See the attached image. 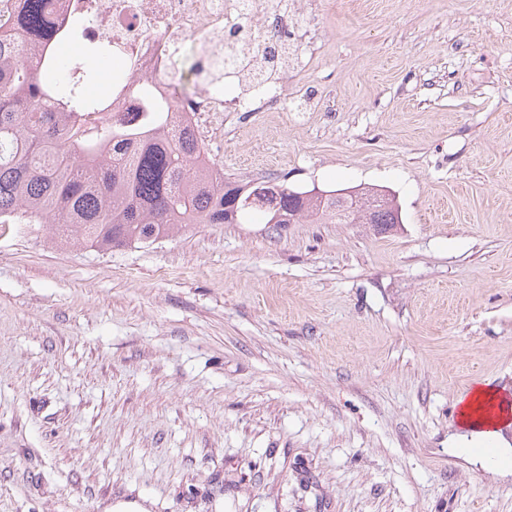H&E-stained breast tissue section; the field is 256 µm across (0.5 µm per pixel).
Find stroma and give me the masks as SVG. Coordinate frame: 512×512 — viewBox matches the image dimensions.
<instances>
[{
	"instance_id": "obj_1",
	"label": "stroma",
	"mask_w": 512,
	"mask_h": 512,
	"mask_svg": "<svg viewBox=\"0 0 512 512\" xmlns=\"http://www.w3.org/2000/svg\"><path fill=\"white\" fill-rule=\"evenodd\" d=\"M300 3L296 111L207 147L399 224L0 223V512H512L448 444L475 385L512 395V0Z\"/></svg>"
}]
</instances>
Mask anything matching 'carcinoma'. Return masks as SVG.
<instances>
[{"label": "carcinoma", "mask_w": 512, "mask_h": 512, "mask_svg": "<svg viewBox=\"0 0 512 512\" xmlns=\"http://www.w3.org/2000/svg\"><path fill=\"white\" fill-rule=\"evenodd\" d=\"M23 39L0 34V223L47 224L61 238L101 250L153 243L190 224H237L257 211L269 224L400 223L393 202L374 195L300 201L284 185H262L261 201L233 210L230 180L196 165L204 146L175 128L167 112L151 128L104 127L84 137L79 113L98 106L75 84L57 80L81 71L85 54L61 58L58 44L77 39L47 0H19Z\"/></svg>", "instance_id": "carcinoma-1"}]
</instances>
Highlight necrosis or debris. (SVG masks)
Wrapping results in <instances>:
<instances>
[{"instance_id": "necrosis-or-debris-1", "label": "necrosis or debris", "mask_w": 512, "mask_h": 512, "mask_svg": "<svg viewBox=\"0 0 512 512\" xmlns=\"http://www.w3.org/2000/svg\"><path fill=\"white\" fill-rule=\"evenodd\" d=\"M55 6L70 17L83 13L85 38L107 44L128 64L104 102L108 115L164 107L172 63L192 38L201 45L194 69L199 88L180 100L174 120L198 142L223 121L225 101L237 106L256 93L269 108L285 107L288 72L278 61L281 43L295 38L289 0H56ZM235 29L248 33V40L233 38ZM255 42L265 46L268 60L277 66L275 78L262 86L242 67ZM228 86L234 90L229 99L224 96Z\"/></svg>"}]
</instances>
